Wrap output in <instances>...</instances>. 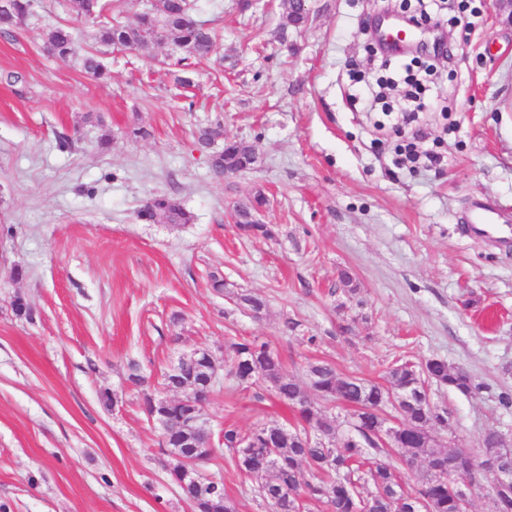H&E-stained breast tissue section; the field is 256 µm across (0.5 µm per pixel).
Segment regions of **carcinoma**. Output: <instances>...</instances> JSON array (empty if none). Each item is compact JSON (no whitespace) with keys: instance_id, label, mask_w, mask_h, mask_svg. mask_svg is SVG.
I'll return each instance as SVG.
<instances>
[{"instance_id":"obj_1","label":"carcinoma","mask_w":512,"mask_h":512,"mask_svg":"<svg viewBox=\"0 0 512 512\" xmlns=\"http://www.w3.org/2000/svg\"><path fill=\"white\" fill-rule=\"evenodd\" d=\"M40 0H0V33H9L37 14ZM76 18L95 26L94 39L106 48L124 47L151 55L157 44L153 34L162 32L163 40L174 50L197 60L209 57L214 35L205 22L195 18L190 0H159L157 10L138 15L136 24L120 25L108 20L104 11L111 10L107 0H70ZM48 55L62 61L75 60L97 79L107 77V68L99 54L78 55L75 38L69 27L55 25L46 34ZM256 163L251 146L233 141L212 159L218 175L225 171L249 169ZM264 204L256 196L236 207L240 230L246 235L273 236L270 227L257 224L254 213ZM165 217L170 223H187L188 213L175 199L162 195L154 198L142 217ZM237 305L244 310H266L265 301L248 290L234 292ZM231 358L242 360L236 382L269 384L275 397L294 412L292 429L278 424H258L243 436L234 425L224 426V448L235 452L248 448L246 458L232 456L237 471L249 475L248 467L264 469L258 480L260 497L275 506L277 512H305L308 503H321L327 512H457L448 483L435 475H453L458 449H447L438 433L448 429V413L431 405L426 387L431 382L463 392L472 389L470 378L448 362L429 358L421 363L402 362L389 367L387 386L346 375L326 362L308 365L313 384L301 386L283 371L279 355L265 343L248 339L229 345ZM417 397L405 403L400 412L401 426L389 433L388 443L403 450L404 463L420 461L426 473L434 477L417 487L405 489L400 468L381 459L385 448L375 435L382 422L383 407L389 393ZM328 403H354L359 409L351 416L352 427L320 441L308 436L307 425L325 416L315 400ZM309 478L301 479V469ZM196 512H234L224 485L208 484L181 487ZM489 512H512V487L489 492Z\"/></svg>"}]
</instances>
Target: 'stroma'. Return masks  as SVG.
<instances>
[{"instance_id": "obj_1", "label": "stroma", "mask_w": 512, "mask_h": 512, "mask_svg": "<svg viewBox=\"0 0 512 512\" xmlns=\"http://www.w3.org/2000/svg\"><path fill=\"white\" fill-rule=\"evenodd\" d=\"M401 2L307 0L295 27L282 0H194L216 45L185 88L164 43L149 57L106 50L105 80L49 57L58 23L95 46L66 0L0 33V512H194L129 366L156 380L197 348L227 357L240 336L269 343L302 385L315 360L377 383L394 363L446 360L476 389L430 386L444 444L479 455L486 430L512 440V248L461 230L477 201L512 216V8L443 11L450 55L434 58L410 127L369 104L365 23ZM218 121L223 138L201 146ZM228 139L257 161L220 178L211 158ZM411 142L441 164L407 161ZM160 195L190 222L140 218ZM257 195L273 237L232 219ZM216 276L265 314L216 292ZM291 421L264 385L224 384L204 415L219 448L225 424ZM200 469L237 512H269L230 456Z\"/></svg>"}]
</instances>
